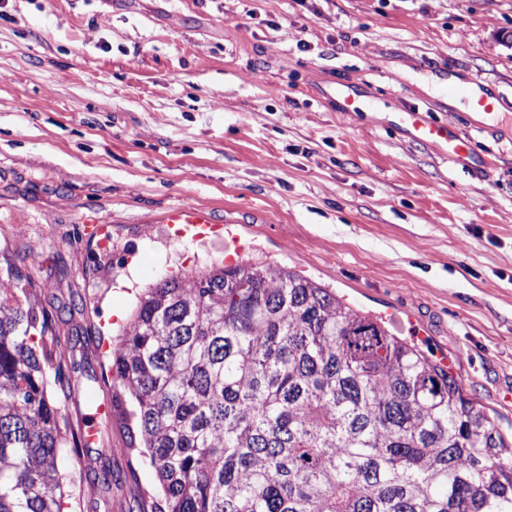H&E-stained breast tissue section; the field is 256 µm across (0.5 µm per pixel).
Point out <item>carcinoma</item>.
I'll list each match as a JSON object with an SVG mask.
<instances>
[{"mask_svg": "<svg viewBox=\"0 0 512 512\" xmlns=\"http://www.w3.org/2000/svg\"><path fill=\"white\" fill-rule=\"evenodd\" d=\"M49 314L0 289V512H65ZM128 463L164 512H512V447L441 361L301 272L253 258L137 294L110 351ZM54 387L55 396L48 395ZM112 487V467L86 472Z\"/></svg>", "mask_w": 512, "mask_h": 512, "instance_id": "carcinoma-1", "label": "carcinoma"}]
</instances>
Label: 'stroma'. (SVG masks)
Instances as JSON below:
<instances>
[{
    "label": "stroma",
    "instance_id": "35a3bbf8",
    "mask_svg": "<svg viewBox=\"0 0 512 512\" xmlns=\"http://www.w3.org/2000/svg\"><path fill=\"white\" fill-rule=\"evenodd\" d=\"M512 0H0V255L61 337L112 335L135 288L220 259L180 204L441 358L512 442ZM499 101L480 125L449 77ZM351 91L360 109L338 107ZM469 134L461 165L390 118ZM63 460L68 512L153 483L97 418ZM109 462L120 482L83 473ZM165 224H192L194 238L207 236L204 231L213 224L206 212L190 205H181L170 209L164 219Z\"/></svg>",
    "mask_w": 512,
    "mask_h": 512
}]
</instances>
